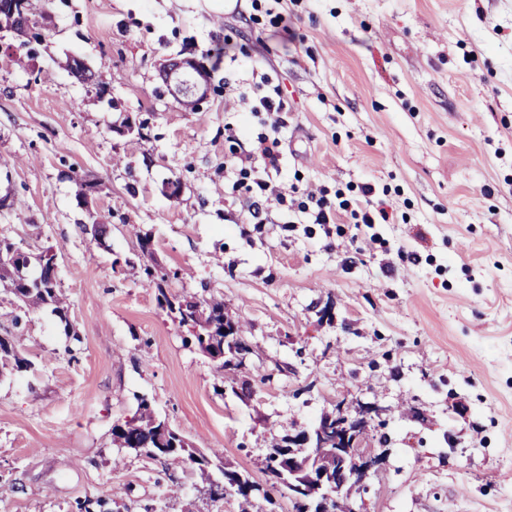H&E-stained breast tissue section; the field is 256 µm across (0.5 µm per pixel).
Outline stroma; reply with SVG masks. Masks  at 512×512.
I'll return each mask as SVG.
<instances>
[{
    "label": "stroma",
    "mask_w": 512,
    "mask_h": 512,
    "mask_svg": "<svg viewBox=\"0 0 512 512\" xmlns=\"http://www.w3.org/2000/svg\"><path fill=\"white\" fill-rule=\"evenodd\" d=\"M43 14L40 43L0 30V238L56 253L68 313L19 316L0 287V337L28 363L0 372V512H237L195 466L118 447L143 397L268 488L253 512H293L264 471L274 439L359 399L389 408L368 426L387 459L362 512H512V0H43ZM186 58L211 68L194 112L155 93ZM276 88L282 111H250ZM264 137L282 143L267 180L285 200L255 219L225 159ZM84 179L101 185L88 205ZM368 182L391 223L302 209ZM144 265L170 293L223 299L246 326L242 367L188 344L131 274Z\"/></svg>",
    "instance_id": "obj_1"
}]
</instances>
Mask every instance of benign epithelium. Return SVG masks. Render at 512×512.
I'll list each match as a JSON object with an SVG mask.
<instances>
[{
    "label": "benign epithelium",
    "mask_w": 512,
    "mask_h": 512,
    "mask_svg": "<svg viewBox=\"0 0 512 512\" xmlns=\"http://www.w3.org/2000/svg\"><path fill=\"white\" fill-rule=\"evenodd\" d=\"M207 65L198 60L172 61L164 69L170 94L185 92L204 98L208 92ZM355 416H350L344 404L325 415V421L314 431L288 435V451L280 457L277 472L288 475V496L301 506L303 512H330L333 493H341L356 476L363 483L369 473L385 463L386 454H375L362 447L359 432L382 415L387 407L378 402H360ZM329 448L327 457L314 448ZM311 452L302 453L300 449Z\"/></svg>",
    "instance_id": "benign-epithelium-1"
}]
</instances>
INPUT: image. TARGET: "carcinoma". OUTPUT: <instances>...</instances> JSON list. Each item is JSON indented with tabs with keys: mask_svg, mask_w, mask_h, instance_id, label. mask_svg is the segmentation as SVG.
I'll return each mask as SVG.
<instances>
[{
	"mask_svg": "<svg viewBox=\"0 0 512 512\" xmlns=\"http://www.w3.org/2000/svg\"><path fill=\"white\" fill-rule=\"evenodd\" d=\"M25 16L16 19L10 13L0 10V23L14 26L22 30L23 26L32 21L36 15L37 0H24ZM65 67L80 81L98 84L100 76L89 70L80 60H66ZM28 252L15 244L0 239V282L9 283L16 287L10 271L16 268V263L26 259ZM32 289L20 290L22 301L26 306L37 309L45 306L52 307L62 321H67V313L63 297L58 288L56 278V263L47 259L38 265V272ZM157 299L167 307L181 326L188 328L194 343L203 351H209L213 345L224 344V328L232 330L237 340H242L243 327L224 316V300L210 298L199 299L195 295L168 294L164 288H158ZM172 428L168 422L159 417L146 399H140L138 416L131 421L113 429L114 440L120 447L136 453L145 452L154 457H164L176 463H190L198 466L201 477L209 482L211 477L207 471L209 461L205 457H196V453L188 446L173 447L171 441L165 439Z\"/></svg>",
	"mask_w": 512,
	"mask_h": 512,
	"instance_id": "carcinoma-1",
	"label": "carcinoma"
}]
</instances>
